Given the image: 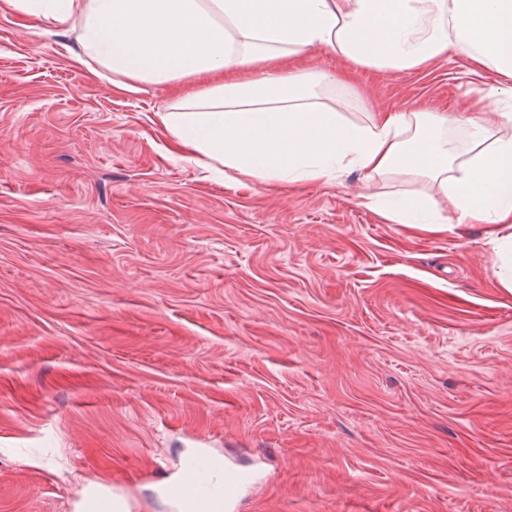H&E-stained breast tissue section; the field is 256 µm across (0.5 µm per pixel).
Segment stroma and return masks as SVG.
Instances as JSON below:
<instances>
[{
  "label": "stroma",
  "instance_id": "obj_1",
  "mask_svg": "<svg viewBox=\"0 0 512 512\" xmlns=\"http://www.w3.org/2000/svg\"><path fill=\"white\" fill-rule=\"evenodd\" d=\"M74 32L0 9V512L89 493L175 512H512V292L485 227L425 232L341 184L234 185L172 155L174 90L112 87ZM501 85L449 50L353 72V123ZM201 477V471L197 470L196 468L189 469L186 476H184L182 484L185 486V490L182 492L178 499V512H192L191 510L193 508L194 498L200 491Z\"/></svg>",
  "mask_w": 512,
  "mask_h": 512
}]
</instances>
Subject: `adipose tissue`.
Here are the masks:
<instances>
[{
    "instance_id": "adipose-tissue-1",
    "label": "adipose tissue",
    "mask_w": 512,
    "mask_h": 512,
    "mask_svg": "<svg viewBox=\"0 0 512 512\" xmlns=\"http://www.w3.org/2000/svg\"><path fill=\"white\" fill-rule=\"evenodd\" d=\"M77 32L83 56L116 88L200 81L159 120L178 153L243 179L327 185L358 173L362 205L388 221L435 229L483 224L512 250V0H5ZM457 47L504 77L456 112L377 111L362 124L320 100L350 72L287 70L319 48L360 69L409 71ZM400 174L418 197L370 194Z\"/></svg>"
}]
</instances>
